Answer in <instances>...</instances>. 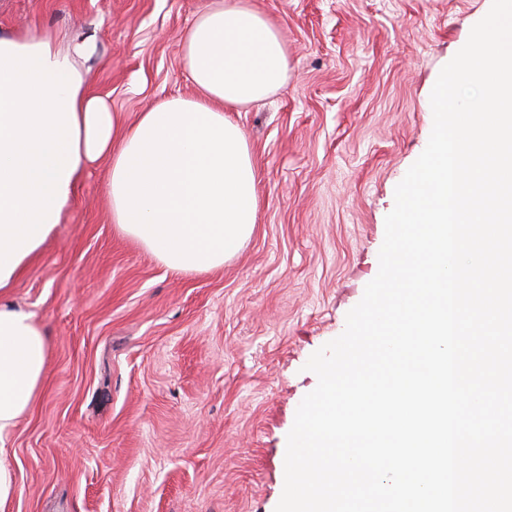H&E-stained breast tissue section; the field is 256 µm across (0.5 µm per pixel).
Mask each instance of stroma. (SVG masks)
Listing matches in <instances>:
<instances>
[{"mask_svg": "<svg viewBox=\"0 0 512 512\" xmlns=\"http://www.w3.org/2000/svg\"><path fill=\"white\" fill-rule=\"evenodd\" d=\"M205 0H0V32L95 35L90 86L127 120L191 96L182 40ZM288 79L234 113L258 224L223 269L169 271L119 234L107 167L81 181L13 284L49 341L31 410L0 442L10 512H275L287 435L379 270L430 96L486 0H257ZM17 490L16 477L13 470L0 461V511L9 512V506Z\"/></svg>", "mask_w": 512, "mask_h": 512, "instance_id": "stroma-1", "label": "stroma"}]
</instances>
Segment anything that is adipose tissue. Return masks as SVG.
Wrapping results in <instances>:
<instances>
[{"instance_id":"1","label":"adipose tissue","mask_w":512,"mask_h":512,"mask_svg":"<svg viewBox=\"0 0 512 512\" xmlns=\"http://www.w3.org/2000/svg\"><path fill=\"white\" fill-rule=\"evenodd\" d=\"M94 36L0 34V440L32 407L48 339L2 301L71 207L82 176L108 165L112 222L167 269L223 267L257 224L258 180L231 112L279 89L288 53L255 0H206L183 38L193 96L126 122L91 92Z\"/></svg>"}]
</instances>
